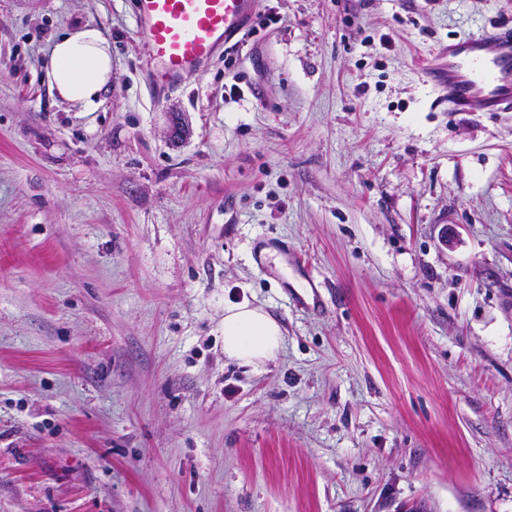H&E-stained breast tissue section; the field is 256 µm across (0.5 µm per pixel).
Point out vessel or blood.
<instances>
[{"instance_id":"obj_1","label":"vessel or blood","mask_w":512,"mask_h":512,"mask_svg":"<svg viewBox=\"0 0 512 512\" xmlns=\"http://www.w3.org/2000/svg\"><path fill=\"white\" fill-rule=\"evenodd\" d=\"M259 0H136V27L161 82L179 86L240 33ZM441 80L455 111L512 110V27L449 44Z\"/></svg>"}]
</instances>
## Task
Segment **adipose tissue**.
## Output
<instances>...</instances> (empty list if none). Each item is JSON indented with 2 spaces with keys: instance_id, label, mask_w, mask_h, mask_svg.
<instances>
[{
  "instance_id": "adipose-tissue-1",
  "label": "adipose tissue",
  "mask_w": 512,
  "mask_h": 512,
  "mask_svg": "<svg viewBox=\"0 0 512 512\" xmlns=\"http://www.w3.org/2000/svg\"><path fill=\"white\" fill-rule=\"evenodd\" d=\"M47 77L62 101L97 111L103 91L112 83V46L101 30L75 27L54 41ZM284 343L280 323L263 307L248 303L224 308V355L242 366L275 359Z\"/></svg>"
}]
</instances>
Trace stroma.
I'll list each match as a JSON object with an SVG mask.
<instances>
[{"mask_svg": "<svg viewBox=\"0 0 512 512\" xmlns=\"http://www.w3.org/2000/svg\"><path fill=\"white\" fill-rule=\"evenodd\" d=\"M134 10L0 0V512H512V112L429 74L512 0H260L176 88ZM46 74L62 101L82 112L97 111L112 84L111 43L94 26L75 27L52 44ZM284 343L280 323L263 307L249 303L224 306V356L242 366L276 358Z\"/></svg>", "mask_w": 512, "mask_h": 512, "instance_id": "35a3bbf8", "label": "stroma"}]
</instances>
